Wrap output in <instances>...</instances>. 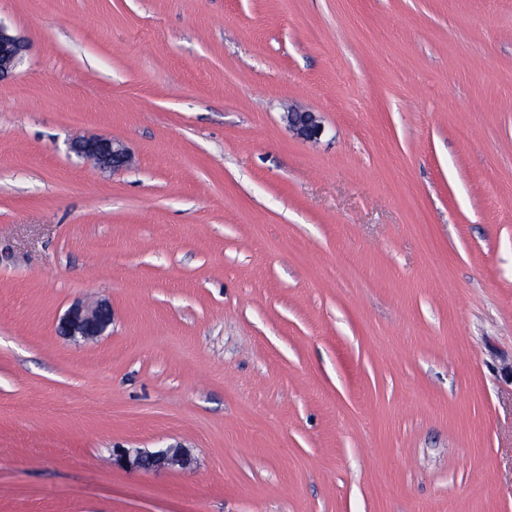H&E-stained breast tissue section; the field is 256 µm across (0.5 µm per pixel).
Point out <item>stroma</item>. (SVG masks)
I'll use <instances>...</instances> for the list:
<instances>
[{
	"mask_svg": "<svg viewBox=\"0 0 512 512\" xmlns=\"http://www.w3.org/2000/svg\"><path fill=\"white\" fill-rule=\"evenodd\" d=\"M0 24V512H512V0ZM94 299L98 341L58 335ZM25 50V41L0 24V81L13 75ZM285 120L288 128L306 141L317 140L323 132L320 116L316 112L291 110L286 112ZM72 151L101 169L113 172L128 167L132 156L119 140L103 136L81 137L71 144ZM113 463L135 471H155L175 466L186 468L191 465L192 457L182 447L161 448L153 452L123 449L116 452Z\"/></svg>",
	"mask_w": 512,
	"mask_h": 512,
	"instance_id": "1",
	"label": "stroma"
}]
</instances>
